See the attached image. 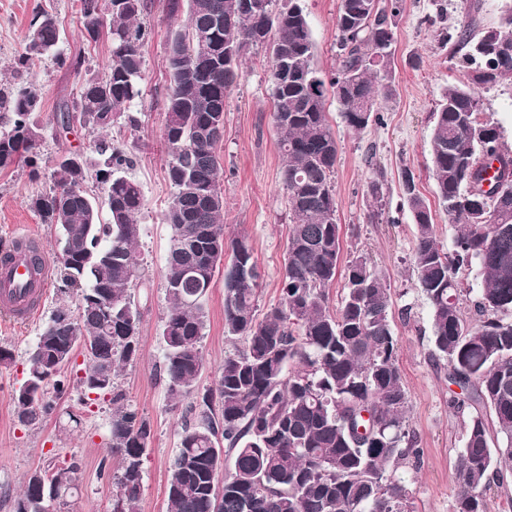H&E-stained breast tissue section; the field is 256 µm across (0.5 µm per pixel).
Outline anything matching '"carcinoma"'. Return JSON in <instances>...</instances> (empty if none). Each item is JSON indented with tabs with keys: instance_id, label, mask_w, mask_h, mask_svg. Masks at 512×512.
<instances>
[{
	"instance_id": "cac0c4a2",
	"label": "carcinoma",
	"mask_w": 512,
	"mask_h": 512,
	"mask_svg": "<svg viewBox=\"0 0 512 512\" xmlns=\"http://www.w3.org/2000/svg\"><path fill=\"white\" fill-rule=\"evenodd\" d=\"M243 0H167L171 30L164 142L167 177L174 188L162 222L171 245L164 280L170 304L162 324L169 395L193 394L204 369L206 297L224 268V332L242 346L224 355L217 379L190 405L168 468V512H414L398 474L418 465L421 450L409 429V397L398 366L390 286L372 260L359 254L339 273L341 228L333 176L337 141L326 116L332 95L346 126L359 132L377 113L378 97L393 94L383 72L395 33L390 18L403 0H340L336 15L337 67L317 69L307 16L300 0L273 8L264 0L242 17ZM145 0H80L83 33L107 34L108 74L84 80L54 116L57 129L74 125L100 133L92 155L72 154L52 167V187L33 205L54 229L59 280L78 290L77 312L53 311L28 357L26 378L12 394L19 424L35 427L65 391L62 370L77 350L88 355L76 388L110 397V435L102 467L113 472V512H137L143 457L152 438L149 420L117 390L123 367L140 352L141 313L132 300L141 274L136 259L142 227L141 185L127 175L130 152L105 133L133 128L130 112L143 97L141 46L151 31L141 21ZM54 16L34 15L14 74L51 55L60 67L81 62L61 47ZM208 47L205 60L200 45ZM270 52L273 122L280 133L281 182L293 224L286 245L280 300L256 316L260 272L244 238L224 235V191L217 145L224 108L242 76L251 48ZM454 54L471 70V85L448 90L435 112L429 177L454 231L452 247L438 242L432 211L410 170L403 193L417 236L413 274L429 304L434 352L448 361L451 400L468 411L456 464L455 512H488L491 495L512 490V150L499 127L479 119L480 95L512 77V5L500 23L476 35L456 28ZM41 97L35 85L0 82V172L28 168L41 177L43 127L34 120ZM94 179L109 222L99 219ZM477 267L476 297L462 287L461 271ZM343 277L336 308L330 290ZM78 468L35 470L15 499V512H42L41 482L56 487L52 512H62ZM222 482V497L216 484Z\"/></svg>"
}]
</instances>
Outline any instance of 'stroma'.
Returning <instances> with one entry per match:
<instances>
[{
  "label": "stroma",
  "mask_w": 512,
  "mask_h": 512,
  "mask_svg": "<svg viewBox=\"0 0 512 512\" xmlns=\"http://www.w3.org/2000/svg\"><path fill=\"white\" fill-rule=\"evenodd\" d=\"M143 22L152 34L141 49L144 59V96L131 107L139 120L136 129L116 128L110 137L133 152L130 176L143 189V227L138 255L141 285L135 291L142 313L139 357L118 379L120 390L148 418L153 438L143 462L138 512H167V475L177 450L182 410L175 407L161 370L164 345L160 336L169 309L163 268L170 232L161 221L173 194L167 180L164 146L163 93L169 83L167 40L174 26L166 0H148ZM314 42V64L323 71L336 66V15L339 0H302ZM506 0H404L394 17L392 45L393 98L381 102L382 122L354 132L343 122L335 101L326 112L338 143L335 173L336 217L341 226V262L366 254L384 276L393 297L392 321L398 337V364L410 406L409 424L422 450L419 468L400 469L411 493L415 512H453L455 463L463 446L465 413L450 405L453 388L445 361L431 355L429 306L416 286L411 257L416 226L408 208L401 173L412 170L420 192L433 198L428 177L429 138L434 114L448 90L470 83L468 70L456 66L451 45L442 40L459 20L471 16L474 31L496 25ZM52 14L63 36L62 47L79 58L80 69L59 68L52 58L36 61L23 79L40 91L43 125L40 164L51 169L55 160L74 150H89L94 136L74 128L61 135L51 119L62 101L78 93L86 75L105 76L112 63L107 37L92 41L81 33L80 0H0V81L11 78L16 59L25 48V34L37 11ZM480 118L499 126L505 145L512 147V77L482 91ZM279 133L272 119L269 53L259 48L245 57L244 76L226 100L224 138L217 147L224 171V232L227 238H246L254 249L262 279L259 312L277 304L286 244L293 216L281 183ZM382 184L383 199L374 203L368 193L372 181ZM48 177L30 179L18 168L0 173V246L14 234L29 230L43 237L51 260L59 253L54 237L32 202L48 191ZM76 308V291L61 292L50 282L33 319L17 324L0 313V346L9 348L13 362L0 366V512H13L14 499L29 474L55 471L77 463L78 489L68 512H112V481L99 462L106 453L110 411L105 403L81 404L78 392L61 402V410L80 416L79 425L50 417L26 428L14 417L11 394L24 380L28 354L44 321L58 306ZM208 318L202 353L205 368L197 392L211 387L225 354L233 344L224 333V274L216 272L207 295ZM409 318H402V310Z\"/></svg>",
  "instance_id": "1"
}]
</instances>
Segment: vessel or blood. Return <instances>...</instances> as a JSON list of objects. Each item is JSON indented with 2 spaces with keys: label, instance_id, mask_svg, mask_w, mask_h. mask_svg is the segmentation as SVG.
<instances>
[{
  "label": "vessel or blood",
  "instance_id": "obj_1",
  "mask_svg": "<svg viewBox=\"0 0 512 512\" xmlns=\"http://www.w3.org/2000/svg\"><path fill=\"white\" fill-rule=\"evenodd\" d=\"M51 275L52 262L42 238L18 234L10 250L0 253V310L31 319L45 297Z\"/></svg>",
  "mask_w": 512,
  "mask_h": 512
}]
</instances>
